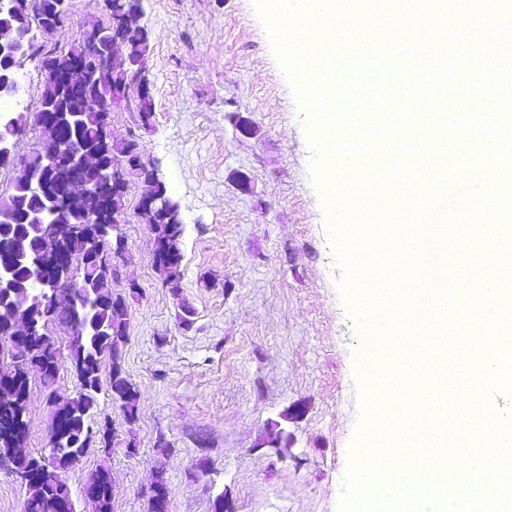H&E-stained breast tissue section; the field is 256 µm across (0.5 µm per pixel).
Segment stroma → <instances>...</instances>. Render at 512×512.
I'll return each mask as SVG.
<instances>
[{"mask_svg":"<svg viewBox=\"0 0 512 512\" xmlns=\"http://www.w3.org/2000/svg\"><path fill=\"white\" fill-rule=\"evenodd\" d=\"M151 34L148 71L154 117L138 99L113 108L115 141L137 140L144 162L178 203L185 226L178 289L167 288L156 244L138 210L145 185L128 179L126 251L112 276L128 306L124 368L138 393L127 421L102 391L93 438L65 473L73 496L107 465L114 512H148L163 474L168 512H340L350 446L367 395L364 346L345 303V272L329 240L312 178L311 115L279 65L253 0H141ZM104 0H68L53 37L34 33L10 110L23 114L16 158L42 145L35 114L43 57L67 52L83 29L105 22ZM191 326L179 320L182 305ZM60 352L56 386L76 396L70 332L49 323ZM24 449L48 452L52 399L29 367ZM287 451L262 444L271 422Z\"/></svg>","mask_w":512,"mask_h":512,"instance_id":"stroma-1","label":"stroma"}]
</instances>
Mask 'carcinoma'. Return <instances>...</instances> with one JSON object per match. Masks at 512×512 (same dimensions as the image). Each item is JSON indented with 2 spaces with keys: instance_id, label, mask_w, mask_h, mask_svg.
I'll list each match as a JSON object with an SVG mask.
<instances>
[{
  "instance_id": "1",
  "label": "carcinoma",
  "mask_w": 512,
  "mask_h": 512,
  "mask_svg": "<svg viewBox=\"0 0 512 512\" xmlns=\"http://www.w3.org/2000/svg\"><path fill=\"white\" fill-rule=\"evenodd\" d=\"M21 2H23L21 6L0 12V30L20 27L25 8L43 16L50 24L64 21V17L54 11L53 0H21ZM115 37L124 43L126 56L132 62L148 54L150 50L148 33L125 29L114 32L110 24L101 27V35L96 43L90 44L80 40L70 48L71 53L89 54L96 61V79L84 89L73 92L72 99L68 100V105L82 112V121L77 129L78 138L92 145L96 144L104 133L110 99L129 77L125 72L112 69V58L108 47ZM89 100L97 103V107H88ZM103 146V159L107 163L121 159L137 165L142 161L139 143L134 139L123 143L106 141ZM154 192L163 195L165 206V209L157 215L158 246L164 252L172 251L180 256L182 255L181 239L174 237L171 224L175 215L179 214L178 205L166 196L163 188L156 186ZM48 207L46 198L36 194L26 180L16 178L9 192L0 196V225L4 224V217H12V226L3 231L0 243L12 245L23 239L28 224L41 225L42 236L48 237L53 232V225L60 218L66 224H87L92 220V212L84 203L77 204L59 217L50 214ZM60 289L71 293L77 299L74 309L60 310L55 313V318L58 322L69 326L70 358L73 363L79 365L77 374L80 380V391L73 399L63 398L58 393L54 376L43 378V385L50 390V395L53 397V410H64L80 405L90 416L97 407L98 394L102 391L100 378L102 358L106 351L113 348L125 336L126 314L117 309L114 304L110 270L88 274V279L79 283L77 288L63 283ZM14 304L17 309L37 323L43 318L45 310L51 307L50 300L36 302L23 288L16 294ZM109 384L112 398L122 402L128 420H133L138 409L135 388L127 377L122 375V371L115 368L112 369ZM90 430L92 427L89 421L84 417L79 418L72 441L49 448V454L41 457L44 465L54 472H66L73 461L84 454V442ZM264 445L279 452L288 447V433L273 424ZM0 457L11 458L17 468L25 467L30 460V456L20 452L18 446L11 440H0ZM67 489H69L68 484L58 480L28 487L23 512H53V499ZM85 505L90 507L89 512H112V490L105 484H99L98 496L85 500Z\"/></svg>"
}]
</instances>
